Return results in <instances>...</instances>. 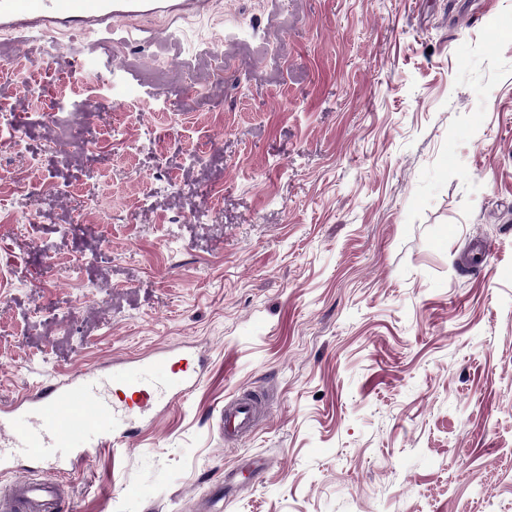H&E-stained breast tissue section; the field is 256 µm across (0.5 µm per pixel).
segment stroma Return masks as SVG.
Instances as JSON below:
<instances>
[{
	"mask_svg": "<svg viewBox=\"0 0 512 512\" xmlns=\"http://www.w3.org/2000/svg\"><path fill=\"white\" fill-rule=\"evenodd\" d=\"M161 25L98 74L84 38L0 36V401L206 350L59 512H512V0H213L159 50ZM244 390L268 414L229 442Z\"/></svg>",
	"mask_w": 512,
	"mask_h": 512,
	"instance_id": "obj_1",
	"label": "stroma"
}]
</instances>
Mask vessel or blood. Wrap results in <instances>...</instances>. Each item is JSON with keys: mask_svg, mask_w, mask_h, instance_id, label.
<instances>
[{"mask_svg": "<svg viewBox=\"0 0 512 512\" xmlns=\"http://www.w3.org/2000/svg\"><path fill=\"white\" fill-rule=\"evenodd\" d=\"M208 0H0V33L18 39L64 38L73 33L101 37L123 29L126 21L145 15L162 18L166 26L157 39L167 41L172 27L183 15L205 8ZM181 351L173 348L152 357L116 358L111 380L76 371L67 379L49 381L0 403V447L21 448L61 473L65 460L53 456L56 448L85 454L106 438L128 434L127 405L114 402L111 386L130 389L144 412L176 402L193 389L200 375L182 365ZM259 409L246 396L224 409L223 430L236 439L247 434ZM64 495L54 480H20L7 497L0 499V512H47Z\"/></svg>", "mask_w": 512, "mask_h": 512, "instance_id": "b4317fda", "label": "vessel or blood"}]
</instances>
